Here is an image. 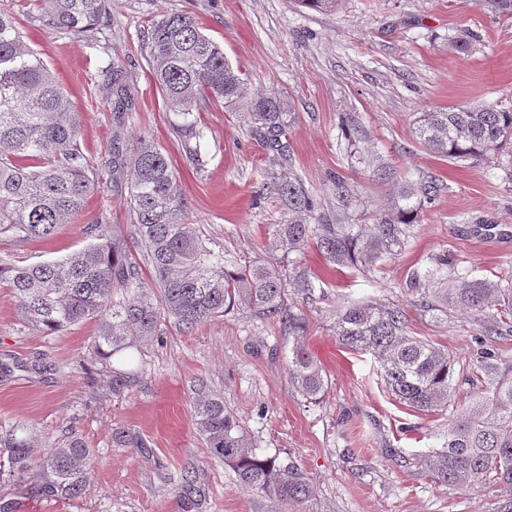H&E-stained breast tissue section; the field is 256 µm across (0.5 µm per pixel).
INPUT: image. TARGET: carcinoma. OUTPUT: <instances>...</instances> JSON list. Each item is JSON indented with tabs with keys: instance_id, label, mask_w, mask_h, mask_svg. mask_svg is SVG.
I'll list each match as a JSON object with an SVG mask.
<instances>
[{
	"instance_id": "cac0c4a2",
	"label": "carcinoma",
	"mask_w": 512,
	"mask_h": 512,
	"mask_svg": "<svg viewBox=\"0 0 512 512\" xmlns=\"http://www.w3.org/2000/svg\"><path fill=\"white\" fill-rule=\"evenodd\" d=\"M342 0H296L320 12ZM39 19L79 42H99V27L112 13V0H38ZM147 64L168 111L178 117L174 132L196 171H204L198 148L203 131L195 114L208 104L247 112L253 132L273 154L280 171L265 172L262 184L283 214L268 227L267 257L245 265L207 245L198 224L181 219L186 198L167 152L150 137L124 133L134 88L117 59L109 63L112 88V151L96 160L84 151L82 121L55 74L23 39L18 19L0 8V236L16 242L47 239L71 224L101 173L112 174V190L126 192L131 222L117 235L106 217L87 227L93 242L61 259L32 265L0 263V285L15 299L21 321L46 336L89 319L98 334L89 360L109 379L112 393L140 383L141 345L165 335L162 322L193 329L233 308H243L279 324L294 338L291 382L304 400L315 403L327 390L326 373L303 345L306 316L289 297L290 270L282 260L314 246L331 266L369 272L394 256L419 221L422 206L440 191L433 180H398L383 163L372 165L375 182L392 183L391 205L362 212L367 224L332 223L317 197L291 169L282 137L295 122L274 91L254 93L224 49L203 34L187 13L164 12L147 28ZM347 145L366 138L362 124L346 116L340 126ZM415 136L430 152L448 160L507 158L512 177V101L422 112ZM344 210L363 205L344 177L333 181ZM434 270L413 276L426 311L448 316V305L483 317L481 351L467 381L490 380L469 407H452L455 363L428 340L412 336L403 312L377 302L353 303L336 315V339L351 351L367 352L380 364L387 389L423 413L449 412L441 448L424 459L436 482L477 488L492 484L502 494L495 512H512V363L499 367L491 342L512 335V282L458 275L451 287L435 274L448 268V255L430 258ZM151 286H144V270ZM193 422L211 456L229 466L239 483L278 503L303 505L314 496L304 473L275 457L256 454L241 421L224 407V397L204 385L195 389ZM112 445L137 448L130 431L112 430ZM35 451L27 424L16 420L0 433V479L15 482L28 472ZM91 450L72 433L41 458L37 480L26 492L59 502L78 498L90 478Z\"/></svg>"
}]
</instances>
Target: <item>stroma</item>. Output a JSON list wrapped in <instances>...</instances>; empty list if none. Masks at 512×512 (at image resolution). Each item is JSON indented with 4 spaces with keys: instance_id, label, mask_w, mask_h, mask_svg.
<instances>
[{
    "instance_id": "1",
    "label": "stroma",
    "mask_w": 512,
    "mask_h": 512,
    "mask_svg": "<svg viewBox=\"0 0 512 512\" xmlns=\"http://www.w3.org/2000/svg\"><path fill=\"white\" fill-rule=\"evenodd\" d=\"M0 7L20 14L18 0ZM183 11L219 43L226 59L246 71L253 91L281 94L297 119L286 135L294 171L335 210L331 175L359 189L368 208L387 207L389 186L369 180L368 161L400 177L439 176L444 189L401 254L371 272L325 268L316 249L301 259L313 277L312 299L290 288L308 318L305 346L325 370L323 400L306 402L295 391L288 363L293 339L279 325L238 308L185 332L164 323L163 343L142 348L146 376L113 393L87 360L97 332L88 320L55 336L22 324L14 299L0 288V421L26 422L40 451L68 429L89 446L91 482L79 499L62 504L12 494L15 512H494L499 490L437 484L422 459L440 447L447 414L423 415L386 388L371 354L336 341L339 306L375 300L401 308L415 336L444 348L456 371L468 369L481 321L452 307L436 320L418 307L408 283L430 257L447 253L452 272L497 279L512 276V181L494 160L453 164L413 135L416 113L512 99V17L487 0H343L334 13L298 7L295 0H112L101 44L90 47L22 18L20 28L82 115L81 140L95 157L112 142L111 90L105 72L120 57L138 94L129 135H150L169 153L188 201L186 219L211 242L242 261L264 258L269 225L281 214L260 198L270 155L247 117L213 105L197 115L205 132L200 149L208 175L198 178L174 136L175 116L151 81L143 47L151 19ZM472 38L468 50L458 34ZM358 116L367 132L348 159L339 124ZM84 212L46 241L0 242V261L35 264L60 259L90 242L85 227L107 217L114 229L130 221L126 194L110 177ZM206 383L243 422L257 454L292 462L305 473L315 497L309 507L283 506L245 489L233 470L212 460L191 418V388ZM125 427L142 443L112 445ZM188 466L200 473L198 491L186 496L174 479Z\"/></svg>"
}]
</instances>
